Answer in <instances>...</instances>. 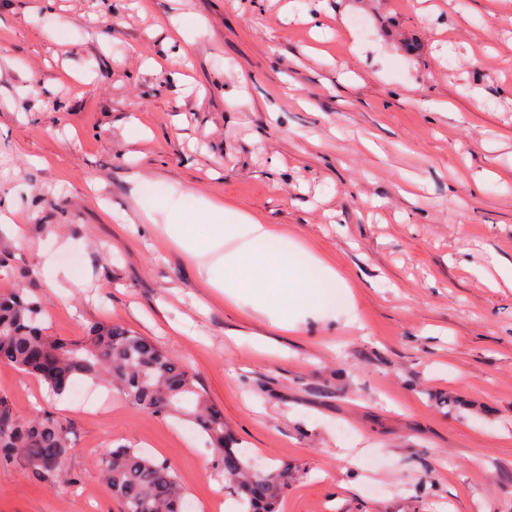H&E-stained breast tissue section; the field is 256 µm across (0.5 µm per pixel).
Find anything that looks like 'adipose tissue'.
<instances>
[{"label":"adipose tissue","mask_w":512,"mask_h":512,"mask_svg":"<svg viewBox=\"0 0 512 512\" xmlns=\"http://www.w3.org/2000/svg\"><path fill=\"white\" fill-rule=\"evenodd\" d=\"M196 223L208 226L207 235L193 234L192 226ZM238 226L246 227L255 247L232 253L224 261L222 289L230 298H237L243 291L254 293L258 298L255 311L276 313L284 319L292 308L304 301L326 295L340 296L333 269L322 267L320 282L308 284V268L291 260L287 235L223 204L190 202L188 208L170 216L167 232L200 261L211 252L213 240L223 238Z\"/></svg>","instance_id":"ef3b65f1"}]
</instances>
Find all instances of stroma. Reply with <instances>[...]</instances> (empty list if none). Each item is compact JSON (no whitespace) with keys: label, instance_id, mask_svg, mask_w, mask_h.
Returning a JSON list of instances; mask_svg holds the SVG:
<instances>
[{"label":"stroma","instance_id":"obj_1","mask_svg":"<svg viewBox=\"0 0 512 512\" xmlns=\"http://www.w3.org/2000/svg\"><path fill=\"white\" fill-rule=\"evenodd\" d=\"M192 197L282 228L350 307L284 331L225 302L251 237L199 275L166 231ZM1 212L0 293L185 364L250 460L295 469L279 512H512V0H0ZM0 398L71 428L54 484L0 461V512H119V446L233 512L187 420L5 365Z\"/></svg>","mask_w":512,"mask_h":512}]
</instances>
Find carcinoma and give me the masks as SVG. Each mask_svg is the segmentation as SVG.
Listing matches in <instances>:
<instances>
[{
	"label": "carcinoma",
	"instance_id": "carcinoma-1",
	"mask_svg": "<svg viewBox=\"0 0 512 512\" xmlns=\"http://www.w3.org/2000/svg\"><path fill=\"white\" fill-rule=\"evenodd\" d=\"M43 302L15 290L0 295V363L43 381L62 395L79 377L119 389L137 409L157 417L182 414L207 437L216 468L242 505L241 512H277L296 478L284 463L256 471L224 424L223 412L197 387L195 374L147 336L109 321L78 340L54 338L41 326ZM70 427L52 417L17 418L0 398V460L20 459L40 483H55L70 451ZM102 477L120 512H182L186 491L175 469L136 448L106 450Z\"/></svg>",
	"mask_w": 512,
	"mask_h": 512
}]
</instances>
